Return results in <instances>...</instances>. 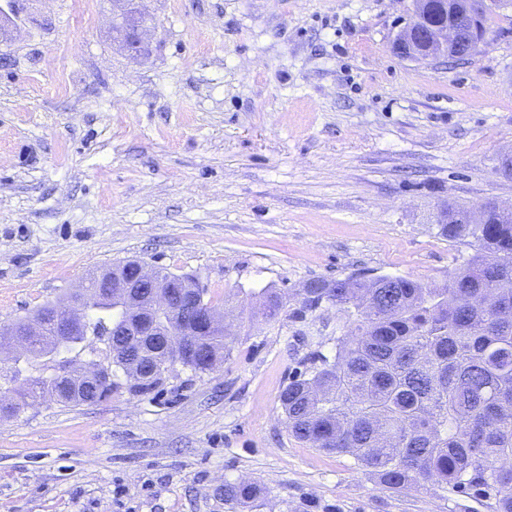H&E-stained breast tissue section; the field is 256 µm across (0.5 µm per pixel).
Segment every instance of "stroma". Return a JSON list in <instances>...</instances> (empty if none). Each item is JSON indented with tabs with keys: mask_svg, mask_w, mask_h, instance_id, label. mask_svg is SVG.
<instances>
[{
	"mask_svg": "<svg viewBox=\"0 0 512 512\" xmlns=\"http://www.w3.org/2000/svg\"><path fill=\"white\" fill-rule=\"evenodd\" d=\"M0 50V321L32 317L127 259L196 276L235 332L208 374L151 395L0 418V512H492L439 488L391 492L300 443L279 395L343 314L302 323L312 280L368 270L447 281L473 246L455 200L512 204V6L462 60L392 42L412 0H143L145 53L112 43L110 0H15ZM274 288L277 321L250 319ZM264 496L265 490L255 482L236 480L224 484V504L232 512L254 511L261 506Z\"/></svg>",
	"mask_w": 512,
	"mask_h": 512,
	"instance_id": "obj_1",
	"label": "stroma"
}]
</instances>
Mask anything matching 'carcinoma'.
Wrapping results in <instances>:
<instances>
[{"instance_id": "1", "label": "carcinoma", "mask_w": 512, "mask_h": 512, "mask_svg": "<svg viewBox=\"0 0 512 512\" xmlns=\"http://www.w3.org/2000/svg\"><path fill=\"white\" fill-rule=\"evenodd\" d=\"M467 207L448 203L436 219L450 241L471 238L483 253L462 262L439 286L400 277L351 275L316 279L300 289L295 318L323 304L346 315L336 353L310 357V369L289 377L279 395L289 435L329 453L352 457L381 488L394 492L442 488L473 490L494 500L493 512H512V215L489 211L487 223L464 224ZM261 313L277 316L278 294L259 292ZM88 325L56 339L50 331L32 340L34 356L68 355L110 343L112 303L93 301ZM184 307L161 312L155 336L143 337L148 356L136 384L119 379L125 359L112 354L110 394L120 389L148 396L164 382L154 366L179 359L194 373L212 370L233 343V333L192 326L176 348L162 333L186 318ZM28 394L78 406L79 395L41 376H29ZM265 490L255 482H224L231 512L261 506Z\"/></svg>"}]
</instances>
